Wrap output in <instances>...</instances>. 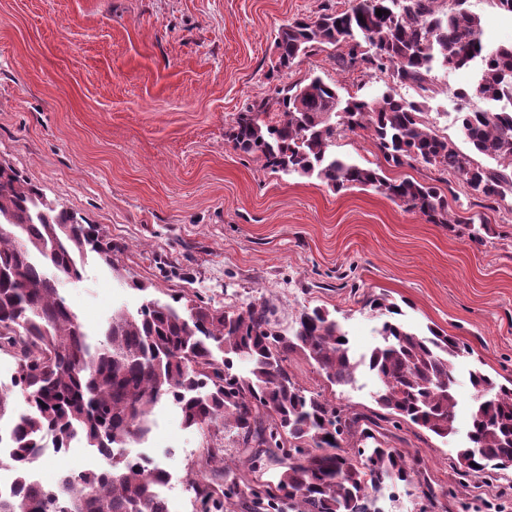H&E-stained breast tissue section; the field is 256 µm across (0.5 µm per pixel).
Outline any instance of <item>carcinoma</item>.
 <instances>
[{"mask_svg":"<svg viewBox=\"0 0 512 512\" xmlns=\"http://www.w3.org/2000/svg\"><path fill=\"white\" fill-rule=\"evenodd\" d=\"M349 0L343 10L326 3L315 19H296L278 31L269 75L288 72L311 52L330 48L343 71L386 72L393 83L430 90L439 62L450 69L482 61L476 95L512 106V44L489 52L481 19L467 0ZM384 11L382 16L376 10ZM424 108L388 94L378 100L342 98L334 83L311 76L253 104L226 133L233 148L275 172L315 177L340 191L372 187L432 224H473L451 218L440 189L409 178L390 180L329 152L336 137L364 131L393 167L425 164L461 179L494 210L512 197V110L471 109L457 121L476 162L423 121ZM0 349L16 360L12 387H0V422L10 419L9 457L18 492L0 498V512H165L147 462L117 459L114 449L150 432V416L163 398L181 411L188 428L224 429L241 466L224 465V448H208L189 479L199 512H369L367 496L395 476L408 484L418 459L379 440L374 420L360 425L336 405L304 389L288 372V355L314 361L334 385H349L360 368L375 373L383 389L374 397L386 414L446 439L454 434L457 396L455 337L430 327L421 334L396 320L402 314L384 295L364 306L386 317L381 342L352 356L347 334L332 313L305 308L288 335L276 308L252 301L215 308L184 294L148 300L134 313L117 310L94 339L61 295L56 278H81L78 262L89 252L112 263V243L96 224H81L42 189L0 160ZM250 368L242 374L234 361ZM470 430L458 448L473 473L512 467V385L476 368ZM28 404L14 414L13 389ZM60 453L80 436L110 458L102 473L64 471L53 485L28 483L24 462L40 453L44 434ZM278 473L264 475L271 467Z\"/></svg>","mask_w":512,"mask_h":512,"instance_id":"1","label":"carcinoma"}]
</instances>
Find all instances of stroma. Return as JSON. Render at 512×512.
I'll return each instance as SVG.
<instances>
[{
	"instance_id": "1",
	"label": "stroma",
	"mask_w": 512,
	"mask_h": 512,
	"mask_svg": "<svg viewBox=\"0 0 512 512\" xmlns=\"http://www.w3.org/2000/svg\"><path fill=\"white\" fill-rule=\"evenodd\" d=\"M348 0H0V159L84 224L100 225L112 261L88 256L82 277L61 291L88 328L122 307L170 294L198 296L235 309L253 300L275 305L281 328L298 313L333 311L355 353L379 341L380 320L363 301L384 295L418 331L441 328L468 346L456 360L458 405L448 439L412 424L384 423L389 447L418 456L414 483L390 487L389 512H420L423 482L440 497L434 512H512V469L493 479L462 476L457 450L469 427L478 368L512 379V205L475 206L450 178L445 196L453 225L428 223L372 188L333 191L318 180L274 173L235 151L225 138L240 112L311 75L336 83L341 97L396 94L413 87L386 74L340 70L333 50L316 51L288 73L270 77L278 29L314 17L323 2ZM491 45L512 43V14L493 0H468ZM479 64L436 68L424 118L469 151L457 122L482 107L472 91ZM336 154L390 179L430 181L425 165H386L365 132L337 137ZM489 228L475 242L465 217ZM143 290L133 289V282ZM288 370L301 386L357 416L374 417L380 384L361 372L355 384L331 385L299 353ZM148 439L127 446L169 473L174 512H194L189 474L224 434L184 427L173 403L152 414ZM83 446L43 460L44 483L77 468L99 471Z\"/></svg>"
}]
</instances>
